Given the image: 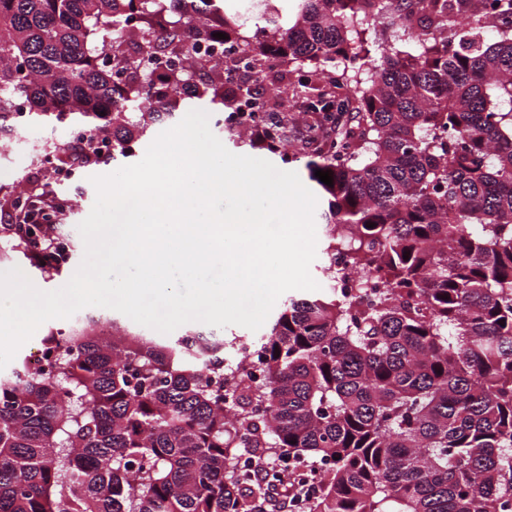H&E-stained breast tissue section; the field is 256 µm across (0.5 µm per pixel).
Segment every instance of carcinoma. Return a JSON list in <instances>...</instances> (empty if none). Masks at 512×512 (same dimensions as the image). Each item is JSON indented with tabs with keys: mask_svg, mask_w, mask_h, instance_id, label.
I'll list each match as a JSON object with an SVG mask.
<instances>
[{
	"mask_svg": "<svg viewBox=\"0 0 512 512\" xmlns=\"http://www.w3.org/2000/svg\"><path fill=\"white\" fill-rule=\"evenodd\" d=\"M289 2L247 21L225 0H0V135L20 102L31 125L108 133L116 161L155 122L264 98L224 80L236 49L194 58L200 39L303 74L324 255L344 242L389 283L369 305L334 282L288 298L260 388L215 386L224 336L197 325L49 328V369L0 372V512H246L242 448L332 463L309 512H512V0ZM130 21L134 56L108 40ZM159 53L185 65L159 73ZM286 142L274 112L262 147ZM49 234L3 224L0 250Z\"/></svg>",
	"mask_w": 512,
	"mask_h": 512,
	"instance_id": "obj_1",
	"label": "carcinoma"
}]
</instances>
